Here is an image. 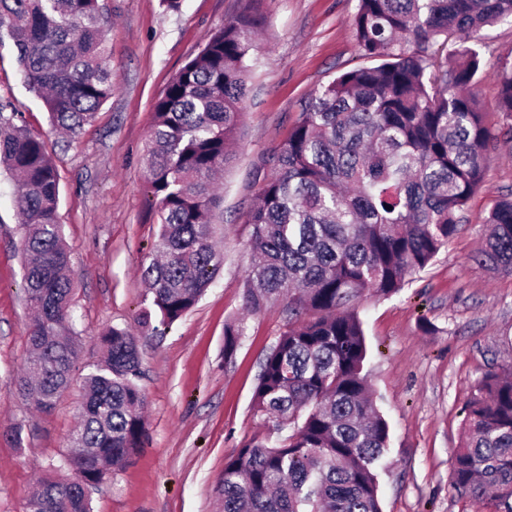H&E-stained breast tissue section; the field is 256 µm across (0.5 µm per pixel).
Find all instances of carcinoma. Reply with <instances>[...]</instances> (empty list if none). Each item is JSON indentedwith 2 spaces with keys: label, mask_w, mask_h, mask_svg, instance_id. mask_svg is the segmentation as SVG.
Masks as SVG:
<instances>
[{
  "label": "carcinoma",
  "mask_w": 512,
  "mask_h": 512,
  "mask_svg": "<svg viewBox=\"0 0 512 512\" xmlns=\"http://www.w3.org/2000/svg\"><path fill=\"white\" fill-rule=\"evenodd\" d=\"M248 5L212 32L154 104L146 154L158 232L141 267L139 326L169 329L224 265L212 179L231 159L249 61L263 15ZM512 22V0H359L352 29L379 61L338 75L306 102L249 212L253 261L243 306L288 302V328L265 355L253 408L275 421L227 460L215 490L224 512H381L380 462L390 428L368 391L356 303L390 297L458 233L484 183L496 139L473 91L486 27ZM10 42L50 121L76 138L112 97L100 0H0ZM455 45L447 56L439 49ZM498 112L512 117V64L495 73ZM0 167L18 180L31 356L14 384L54 408L72 383L77 349L69 252L58 220L59 175L40 135L4 116ZM474 260L512 271V196L492 206ZM244 318L224 325L234 355ZM102 363L83 377L69 453L88 481L143 446L145 395L136 337L110 327ZM451 487L490 512H512V368L486 372L461 408ZM26 512H92L87 495L48 474Z\"/></svg>",
  "instance_id": "obj_1"
}]
</instances>
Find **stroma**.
Instances as JSON below:
<instances>
[{
	"mask_svg": "<svg viewBox=\"0 0 512 512\" xmlns=\"http://www.w3.org/2000/svg\"><path fill=\"white\" fill-rule=\"evenodd\" d=\"M114 90L76 141L52 130L25 88L14 51L0 49V101L15 124L43 136L60 179L59 221L70 254L81 374L102 358L99 334L115 326L138 339L147 435L128 463L89 496L93 512H220L215 487L225 462L255 433L270 432L252 397L261 363L288 321L285 302L244 315L252 226L248 209L269 159L283 147L305 101L340 73L364 66L353 36L358 0H261L266 25L247 73L249 95L234 158L224 169L216 218L224 266L198 305L165 335L138 326L146 288L140 266L156 236L145 153L153 106L209 33L242 0H101ZM512 62V23L485 31L477 94L494 125L484 184L462 226L435 260L391 298L356 305L369 349L365 370L387 418L391 444L380 478L383 512H488L450 487L460 409L490 369L512 365V272L473 255L497 199L512 193V122L497 110L496 67ZM16 185L0 168V512H25L48 464L67 454L82 382L43 413L13 384L28 357L31 315L23 292ZM245 316L232 359L224 324Z\"/></svg>",
	"mask_w": 512,
	"mask_h": 512,
	"instance_id": "1",
	"label": "stroma"
}]
</instances>
